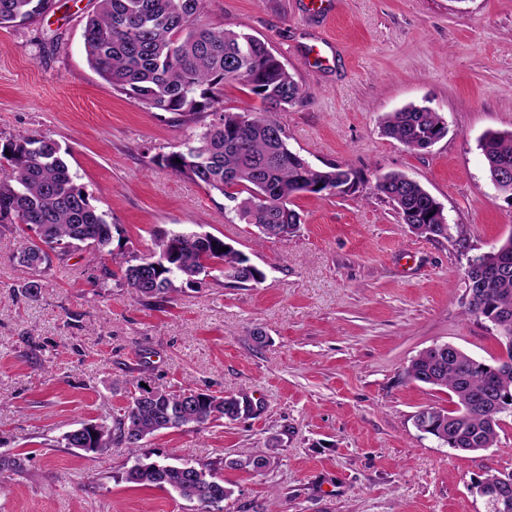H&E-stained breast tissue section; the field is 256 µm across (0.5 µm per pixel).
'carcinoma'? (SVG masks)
Returning <instances> with one entry per match:
<instances>
[{"instance_id":"carcinoma-1","label":"carcinoma","mask_w":512,"mask_h":512,"mask_svg":"<svg viewBox=\"0 0 512 512\" xmlns=\"http://www.w3.org/2000/svg\"><path fill=\"white\" fill-rule=\"evenodd\" d=\"M53 6L54 0H0V27L36 23ZM203 9V0H94L83 27L87 60L114 90L149 109L175 114L183 124L198 121L203 113L215 116L201 134L187 138L184 150L164 157L165 166L235 202L236 216L254 225L260 238L292 237L302 223L292 198L301 193L330 195L354 181L356 173L339 165H302L272 115L298 104L301 87L264 41L202 23ZM229 80L249 87L268 108L254 114L245 129L230 130L232 113L219 111L215 90ZM383 131L410 150L424 151L428 140L445 135V126L433 109L409 105L387 114ZM479 147L489 178L504 166L512 169V132H489ZM0 157L8 163L0 177V224L41 225L39 241L28 238L13 253L28 273L21 293L36 298L52 256L81 250L92 263L102 259L112 242V225L74 183L55 140L18 133L0 147ZM376 188L417 235L450 236L446 215L433 212L436 199L418 181L392 172L383 175ZM224 246V240L208 233H164L153 249L125 267L122 278L137 296L160 302L178 291L176 281L192 285L216 271L241 285L264 280L263 271L249 258L231 247L223 252ZM480 264L491 275L477 276V297L485 320L498 322L496 338L503 343L505 336L512 337V236L483 253ZM496 367L460 349L451 355L423 350L413 358L405 370L407 378L447 390L455 404L443 411L426 407L425 433L454 450L483 453L497 448L502 425L512 416L497 411L501 402L512 400V371L497 372ZM141 383L127 382L129 400L118 414L108 408L96 420L65 433V447L85 452L123 448L134 459L126 480L168 486L193 503L195 512L224 501L232 491L216 476V465L187 466L166 457L152 461L141 449L145 440L164 430L237 421L253 412L251 401L232 393H197L189 385L170 390L156 384L140 399L132 389ZM275 460L272 455H241L228 466L257 471ZM23 465L18 454L0 456V487Z\"/></svg>"}]
</instances>
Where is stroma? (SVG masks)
<instances>
[{
    "label": "stroma",
    "instance_id": "35a3bbf8",
    "mask_svg": "<svg viewBox=\"0 0 512 512\" xmlns=\"http://www.w3.org/2000/svg\"><path fill=\"white\" fill-rule=\"evenodd\" d=\"M307 2L205 0L202 17L264 40L302 88L303 101L276 114L289 148L358 174L347 193L294 198L302 226L285 240H260L233 202L158 164L206 125H181L100 77L82 38L91 0H55L39 23L0 28V144L25 131L61 146L112 226L108 268L180 231L223 239L265 274L248 287L202 277L158 302L116 277L94 287L75 251L31 300L11 257L20 236L0 230V456L25 459L0 488V512H192L172 490L127 482L123 449L60 443L126 404L113 380L143 376L251 401L253 415L165 430L144 448L218 464L232 490L220 512H485L475 478L512 470V418L495 452L440 446L413 416L451 398L405 375L435 344L485 362L501 353L490 323L465 313V272L512 236V200L489 182L479 148L486 133L512 132V0H330L320 14ZM410 104L446 122L428 150L382 131ZM390 172L417 180L464 235L414 234L375 189ZM271 436V467H228L268 455Z\"/></svg>",
    "mask_w": 512,
    "mask_h": 512
}]
</instances>
